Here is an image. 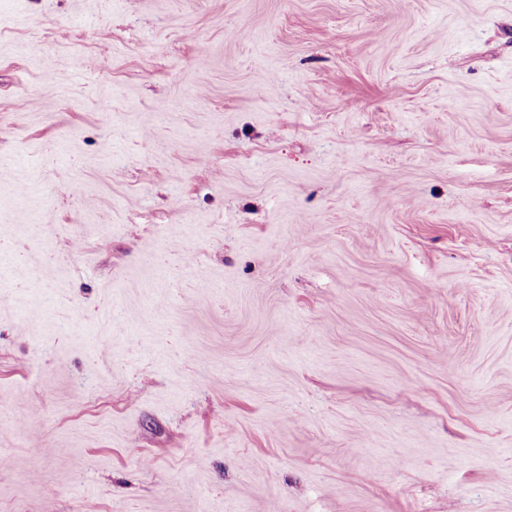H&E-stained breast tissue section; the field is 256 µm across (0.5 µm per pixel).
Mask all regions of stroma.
Returning <instances> with one entry per match:
<instances>
[{
    "instance_id": "obj_1",
    "label": "stroma",
    "mask_w": 512,
    "mask_h": 512,
    "mask_svg": "<svg viewBox=\"0 0 512 512\" xmlns=\"http://www.w3.org/2000/svg\"><path fill=\"white\" fill-rule=\"evenodd\" d=\"M0 512H512V0H0Z\"/></svg>"
}]
</instances>
